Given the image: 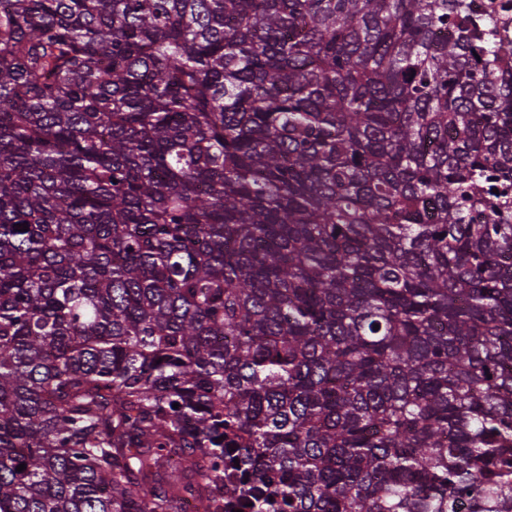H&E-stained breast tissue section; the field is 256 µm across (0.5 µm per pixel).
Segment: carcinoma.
Listing matches in <instances>:
<instances>
[{
	"instance_id": "obj_1",
	"label": "carcinoma",
	"mask_w": 512,
	"mask_h": 512,
	"mask_svg": "<svg viewBox=\"0 0 512 512\" xmlns=\"http://www.w3.org/2000/svg\"><path fill=\"white\" fill-rule=\"evenodd\" d=\"M470 2L0 0V512H512Z\"/></svg>"
}]
</instances>
